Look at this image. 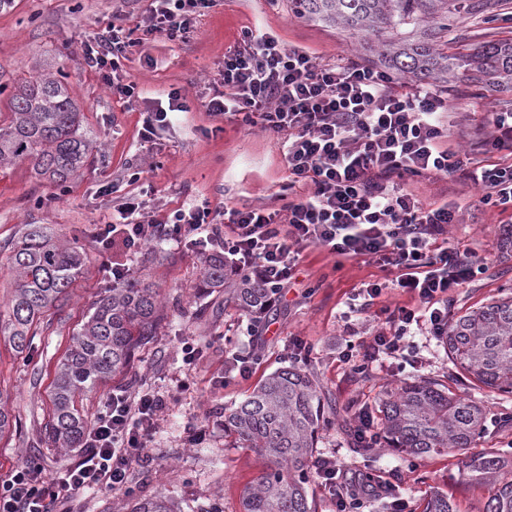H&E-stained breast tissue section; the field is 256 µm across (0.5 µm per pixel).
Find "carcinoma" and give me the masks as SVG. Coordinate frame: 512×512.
<instances>
[{
  "instance_id": "cac0c4a2",
  "label": "carcinoma",
  "mask_w": 512,
  "mask_h": 512,
  "mask_svg": "<svg viewBox=\"0 0 512 512\" xmlns=\"http://www.w3.org/2000/svg\"><path fill=\"white\" fill-rule=\"evenodd\" d=\"M312 21L336 25L353 35L384 36L385 66L417 81L453 82L475 72L488 85L512 82V41H488L472 53H448V24L418 41L401 28L448 13V0H295ZM10 120L0 127V164L30 161L36 174L63 183L81 171L92 153L80 133V108L64 74L41 73L13 80ZM87 253L53 238L35 225L17 238L8 257L13 293L0 313V337L21 353L33 329L50 310L60 312L68 290L82 273ZM198 292L224 289V304L258 309L266 289L224 265V256L198 257ZM164 305L154 284L132 279L92 303L84 322L56 365L52 413L45 437L59 449L77 448L88 420L76 397L124 372L135 351L157 335ZM445 345L461 371L493 392L512 395V297L455 316ZM0 392V435L18 428ZM381 444L414 457L455 454L467 481L489 488L485 512H512V464L500 455L471 453L485 419L484 407L451 386L421 380L385 393L381 401ZM337 420L336 401L305 371L285 368L262 379L246 398L224 414V434L269 463L243 493V512H314L307 478L320 430ZM131 512H176L172 501L155 496ZM423 512H453L448 497L434 494Z\"/></svg>"
}]
</instances>
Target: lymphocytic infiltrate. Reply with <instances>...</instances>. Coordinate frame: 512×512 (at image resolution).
<instances>
[{
  "label": "lymphocytic infiltrate",
  "mask_w": 512,
  "mask_h": 512,
  "mask_svg": "<svg viewBox=\"0 0 512 512\" xmlns=\"http://www.w3.org/2000/svg\"><path fill=\"white\" fill-rule=\"evenodd\" d=\"M214 2L151 0L138 29L116 17L85 35L80 64L112 95L133 99L135 86L121 59L141 40L183 38ZM219 76L220 89L204 102L208 114L246 122L256 115L263 131L286 134L289 183L307 186V194L272 212L227 208L220 229L209 207L178 209L158 220L129 197L100 227L98 247L109 249L118 240L130 255L158 240H193L266 288L271 308L282 303L307 248L327 249L340 261L363 258L395 273L397 287L415 304L386 311L371 335L346 342L341 356L353 372L402 357L414 325L444 338L454 288L483 274L488 262L448 242L449 225L461 218L457 203H424L406 184L425 176L471 182L480 203L511 224L512 109L492 111L490 132L479 133L462 152L446 143L448 99L429 84L400 92L384 70L355 60L324 62L252 29L225 52ZM165 408L164 396L155 392L109 393L85 432L80 459L53 478L42 477L36 466L17 470L0 485V512H60L62 494L126 489L129 464L148 447ZM313 472L335 512H362L368 499L392 489L371 476L345 484L329 457L315 459Z\"/></svg>",
  "instance_id": "f902f5d3"
}]
</instances>
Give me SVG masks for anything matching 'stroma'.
Masks as SVG:
<instances>
[{
    "mask_svg": "<svg viewBox=\"0 0 512 512\" xmlns=\"http://www.w3.org/2000/svg\"><path fill=\"white\" fill-rule=\"evenodd\" d=\"M480 0H458L448 12V50L465 52L488 39L511 40L512 0L491 8L482 21ZM150 0H11L0 10V77L10 81L51 66L62 70L81 108V132L94 149L81 174L64 185L37 176L30 163L0 168V312L13 290L7 257L11 241L26 225L40 224L57 237L78 243L88 254L83 274L72 284L63 314L44 317L36 328L28 356L18 355L0 340V392L20 427L0 437V482L26 463L40 465L51 477L81 455L80 449L50 448L43 436L51 415L49 400L56 364L79 328L90 305L111 288L112 276L94 242L97 225L111 221L112 208L124 196L140 195L148 215L162 216L179 208L208 204L224 207L282 206L281 187L288 182L284 139L259 125L209 116L202 100L217 77L224 53L242 31L259 27L324 60L355 59L381 66L375 36L349 32L299 17L292 0H219L205 11L186 39L153 38L136 47L123 63L136 85L133 103H125L102 87L99 77L79 64L81 35L105 27L113 13L136 26ZM179 90L187 111L173 114L154 141L142 142V115L170 90ZM449 138L469 148L465 132L486 122L489 110L512 108V84L483 85L473 80L449 84ZM408 187L424 202H457L462 221L448 227L461 248L488 258L485 274L455 289V314L512 294V254L500 247L502 227L470 185L444 178H418ZM132 277L149 276L165 303V320L153 340L137 349L134 370L145 387L168 394V405L143 457L129 469V491L87 492L72 502L74 512H130L135 501L166 496L181 512H241L242 494L265 463L248 448L236 447L224 435V412L242 401L261 378L283 368L308 371L336 399L337 412L348 403L377 410L386 390L418 378L447 383L456 375L444 342L417 335L415 351L402 366L379 362L365 373H352L337 355V343L350 334L364 335L374 326L372 312H355L351 299L360 284L380 271L359 260H335L322 248L307 249L294 285L266 335L265 356L248 380L214 384L228 370L233 352H248L251 313L225 307L224 295H200L202 269L194 248L159 241L128 256ZM208 309L209 320L197 317ZM196 337L204 360L196 370L182 361V340ZM304 337L313 346L304 358L286 357L288 339ZM202 442H193L196 432ZM315 456L335 458L345 477L382 476L393 495L421 512L430 494L440 492L455 512H484L487 488L466 482L453 455L430 456L410 465L392 448L357 451L352 433L333 427L321 431Z\"/></svg>",
    "mask_w": 512,
    "mask_h": 512,
    "instance_id": "35a3bbf8",
    "label": "stroma"
}]
</instances>
